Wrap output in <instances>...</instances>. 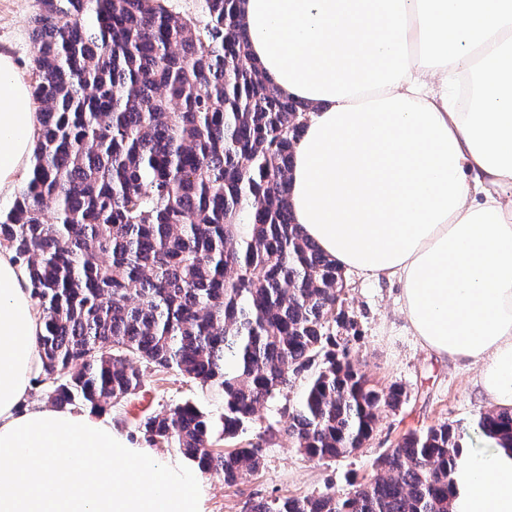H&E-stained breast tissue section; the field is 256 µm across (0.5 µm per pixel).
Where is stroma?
Segmentation results:
<instances>
[{
    "instance_id": "stroma-1",
    "label": "stroma",
    "mask_w": 512,
    "mask_h": 512,
    "mask_svg": "<svg viewBox=\"0 0 512 512\" xmlns=\"http://www.w3.org/2000/svg\"><path fill=\"white\" fill-rule=\"evenodd\" d=\"M39 11L38 0H0V51L13 56L24 75L32 73L31 21ZM345 313L356 322L352 342L361 370L381 387L401 385L406 400L383 414L370 438L358 451L321 461L293 448L283 429L288 421L283 409L295 403L300 386L286 389L278 399L260 407L254 432L273 427L276 436L262 448L260 469L236 485L223 475L199 473L206 493L205 512H243L250 499L335 492L347 494L373 473L376 459L411 431L432 425L454 428L459 443L468 451H481L484 436L477 427L481 413L489 409L478 384L479 368L439 359L416 342L407 329L398 302L399 288L386 281H365L347 275ZM141 387L135 395L107 410L106 416L132 445L145 447L137 429L141 417L190 401L219 421L224 413L222 394L187 384L176 372L153 366L140 368Z\"/></svg>"
}]
</instances>
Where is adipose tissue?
Masks as SVG:
<instances>
[{
  "label": "adipose tissue",
  "mask_w": 512,
  "mask_h": 512,
  "mask_svg": "<svg viewBox=\"0 0 512 512\" xmlns=\"http://www.w3.org/2000/svg\"><path fill=\"white\" fill-rule=\"evenodd\" d=\"M250 55L308 107L292 219L342 269L398 284L428 352L512 408V0H244ZM41 134L0 52V197ZM42 314L0 248V512H202L194 462L111 420L28 405ZM453 512H512V450L461 453Z\"/></svg>",
  "instance_id": "adipose-tissue-1"
}]
</instances>
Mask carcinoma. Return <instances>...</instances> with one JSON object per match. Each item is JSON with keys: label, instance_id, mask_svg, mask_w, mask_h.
Wrapping results in <instances>:
<instances>
[{"label": "carcinoma", "instance_id": "cac0c4a2", "mask_svg": "<svg viewBox=\"0 0 512 512\" xmlns=\"http://www.w3.org/2000/svg\"><path fill=\"white\" fill-rule=\"evenodd\" d=\"M165 2L39 0L41 135L0 246L43 314L47 399L103 411L135 394L141 364L217 390L219 432L189 401L139 428L231 486L275 436L245 438L259 407L302 380L293 447L352 454L404 392L356 367L343 270L292 222L307 107L253 62L241 0H204L201 18ZM478 426L512 445V408ZM460 448L446 423L409 432L347 495L270 496L246 512H450Z\"/></svg>", "mask_w": 512, "mask_h": 512}]
</instances>
